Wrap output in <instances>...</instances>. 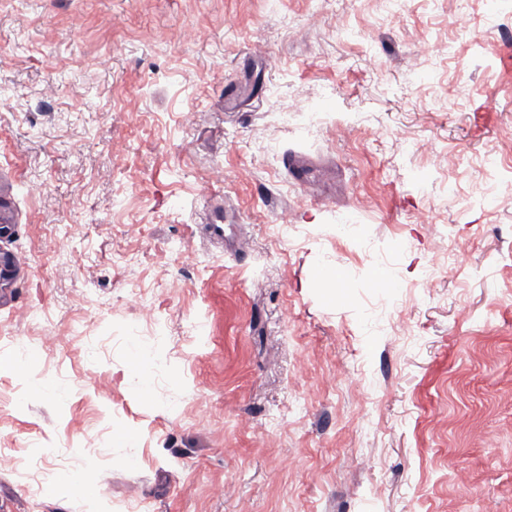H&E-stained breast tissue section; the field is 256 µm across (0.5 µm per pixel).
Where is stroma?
I'll return each instance as SVG.
<instances>
[{
	"mask_svg": "<svg viewBox=\"0 0 512 512\" xmlns=\"http://www.w3.org/2000/svg\"><path fill=\"white\" fill-rule=\"evenodd\" d=\"M459 6L0 0V512H512V0Z\"/></svg>",
	"mask_w": 512,
	"mask_h": 512,
	"instance_id": "35a3bbf8",
	"label": "stroma"
}]
</instances>
